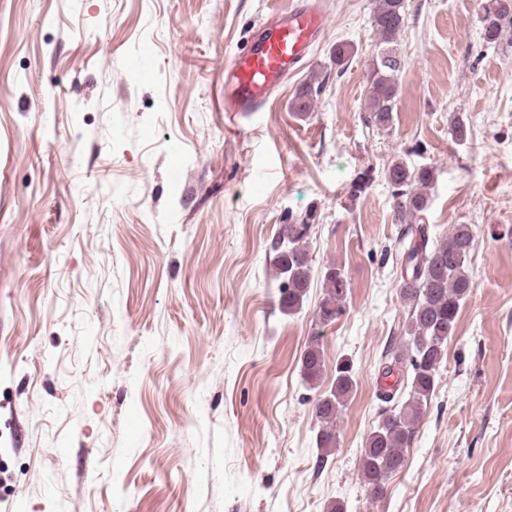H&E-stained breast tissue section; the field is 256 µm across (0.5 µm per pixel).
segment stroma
I'll return each mask as SVG.
<instances>
[{
  "label": "stroma",
  "instance_id": "stroma-1",
  "mask_svg": "<svg viewBox=\"0 0 512 512\" xmlns=\"http://www.w3.org/2000/svg\"><path fill=\"white\" fill-rule=\"evenodd\" d=\"M289 2L0 0V512H512V20L489 44L483 0H406L380 129L372 2L328 0L308 63L229 122L224 65ZM143 53L156 66L138 73ZM396 160L434 173L409 223ZM309 213L317 277L289 315L275 243ZM414 223L434 242L470 225L474 288L376 497L360 454L403 351ZM331 264L350 285L324 326ZM341 358L356 386L327 452L315 403ZM319 336H312L307 350L301 359L302 378L309 386H314L323 374L325 364Z\"/></svg>",
  "mask_w": 512,
  "mask_h": 512
}]
</instances>
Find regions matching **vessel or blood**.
Instances as JSON below:
<instances>
[{
  "instance_id": "1",
  "label": "vessel or blood",
  "mask_w": 512,
  "mask_h": 512,
  "mask_svg": "<svg viewBox=\"0 0 512 512\" xmlns=\"http://www.w3.org/2000/svg\"><path fill=\"white\" fill-rule=\"evenodd\" d=\"M326 20L321 0H296L288 11L272 14L224 67L228 119L266 107L273 92L309 61Z\"/></svg>"
}]
</instances>
